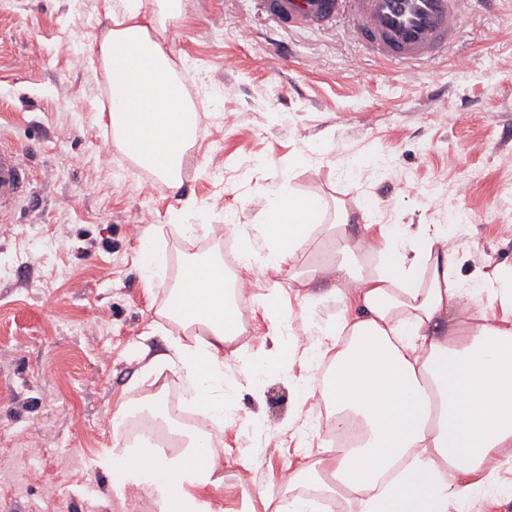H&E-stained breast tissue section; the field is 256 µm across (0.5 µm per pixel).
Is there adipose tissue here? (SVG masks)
I'll return each mask as SVG.
<instances>
[{"label":"adipose tissue","mask_w":512,"mask_h":512,"mask_svg":"<svg viewBox=\"0 0 512 512\" xmlns=\"http://www.w3.org/2000/svg\"><path fill=\"white\" fill-rule=\"evenodd\" d=\"M143 4L120 0L101 43L112 76L113 145L176 194L198 114L173 78L166 42L152 37ZM323 212L317 196L274 198L264 268L279 273L292 263ZM330 237L336 260L305 275L328 284L345 310L305 353L328 359L331 383L321 390L306 383L298 394L321 397L333 410L334 430L355 424L360 436L352 447H326L316 462L289 467V512H318L314 499L296 495L302 483L336 493L357 512H470L512 448V282L458 279L453 238L441 224L428 226L412 258L401 250L400 233L385 226L367 224L355 235L338 223ZM365 251L379 255L381 266L363 276L346 260ZM489 291L500 294L501 313L479 310ZM162 314L183 329L203 328L192 343L174 345L170 363L190 400L223 427L224 346L242 329L222 263L187 264ZM203 457L209 464L201 469ZM106 464L128 477L151 472L167 489L164 512H178L191 488L210 484L221 469L205 434L190 437L174 458L115 453Z\"/></svg>","instance_id":"ef3b65f1"}]
</instances>
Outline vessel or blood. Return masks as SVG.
Wrapping results in <instances>:
<instances>
[{
    "instance_id": "vessel-or-blood-1",
    "label": "vessel or blood",
    "mask_w": 512,
    "mask_h": 512,
    "mask_svg": "<svg viewBox=\"0 0 512 512\" xmlns=\"http://www.w3.org/2000/svg\"><path fill=\"white\" fill-rule=\"evenodd\" d=\"M264 16L285 28L343 23L374 54L397 63L447 53L476 0H261ZM31 174L16 149L0 144V222L26 194Z\"/></svg>"
}]
</instances>
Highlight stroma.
<instances>
[{
  "label": "stroma",
  "instance_id": "stroma-1",
  "mask_svg": "<svg viewBox=\"0 0 512 512\" xmlns=\"http://www.w3.org/2000/svg\"><path fill=\"white\" fill-rule=\"evenodd\" d=\"M114 3L0 0V142L32 174L0 223V512H123L102 465L118 436L112 417L121 406L131 419L166 417L157 403L182 381L163 358L185 333L159 311L176 268L223 257L217 233L234 215L254 284L247 332L224 348V401L239 421L221 432L218 482L194 493L214 512H242L247 487L253 512H276L260 493L298 461L293 430L316 403L296 384L317 373L280 351L288 332L336 322L344 306L288 272L262 271L268 203L320 196L324 224L344 212L356 227L389 225L410 256L421 225L465 210L458 278L512 276V209L497 198L512 179V0L468 22L447 56L407 65L374 57L339 24L278 26L256 0H180L165 38L200 122L176 195L145 182L127 155L100 151L111 128L100 45ZM67 155L81 164L65 166ZM146 208L149 224L138 219ZM146 242L164 258L149 283ZM68 454L73 467L57 473L55 457ZM33 467L46 486L28 485Z\"/></svg>",
  "mask_w": 512,
  "mask_h": 512
}]
</instances>
